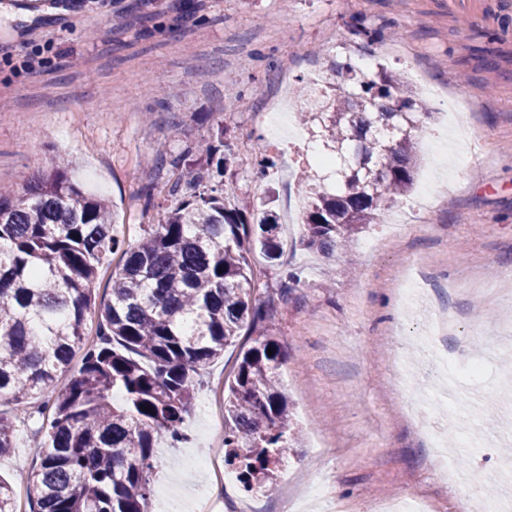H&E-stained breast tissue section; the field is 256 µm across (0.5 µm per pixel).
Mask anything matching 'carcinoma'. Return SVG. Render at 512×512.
<instances>
[{
    "label": "carcinoma",
    "mask_w": 512,
    "mask_h": 512,
    "mask_svg": "<svg viewBox=\"0 0 512 512\" xmlns=\"http://www.w3.org/2000/svg\"><path fill=\"white\" fill-rule=\"evenodd\" d=\"M331 70L336 81L320 93L298 90L327 163L298 179L307 194L301 244L327 259L346 254L411 188L433 115L393 69L366 73L346 62ZM204 153L209 164L230 162L224 132ZM203 179L179 173L175 186L187 196L162 223L143 225L135 244L117 232L105 201L71 181L63 159L30 176L21 196L0 190V405L24 413L38 399L51 412L27 478L30 512H149L157 445L187 441L195 375L276 311L249 256L257 249L279 262L281 224L246 202L226 203L224 187L204 190ZM116 255L111 293L100 299L92 284ZM286 358L279 340L261 333L224 398L225 462L249 489L274 484L301 441L279 380ZM14 437L0 411V457ZM0 512H17L2 479Z\"/></svg>",
    "instance_id": "cac0c4a2"
}]
</instances>
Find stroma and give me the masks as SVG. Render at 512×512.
Here are the masks:
<instances>
[{
    "mask_svg": "<svg viewBox=\"0 0 512 512\" xmlns=\"http://www.w3.org/2000/svg\"><path fill=\"white\" fill-rule=\"evenodd\" d=\"M364 20L380 39L344 41ZM277 38H270V29ZM334 40H325L327 30ZM0 184L21 190L60 155L83 189L104 198L132 241L180 198L177 162L223 132L236 158L222 178L225 197L262 205L277 194L279 218L293 212L309 135L295 92L332 62L388 65L419 87L434 116L420 141L413 191L328 262L283 237L282 260L306 286L279 294L261 254L250 258L277 296L268 327L287 352L280 379L304 445L284 461L272 487L222 482L223 449L206 410L224 398L241 337L208 364L185 422L188 441L160 447L149 512H193L198 490L216 512H379L388 503H429L462 512L479 486L490 501L512 490V0H54L41 17L0 11ZM295 58L292 92L274 119L261 120L278 86L268 60ZM164 146L169 167L145 159ZM274 165L254 180L259 147ZM428 264V295L452 308V332L431 348L425 314L405 312L409 265ZM483 365L456 405L462 425L438 408L445 363ZM431 413L451 442L459 481L441 477L439 449L416 430L410 403ZM49 414L15 417V448L0 478L29 512L27 474L39 461L34 432Z\"/></svg>",
    "mask_w": 512,
    "mask_h": 512,
    "instance_id": "stroma-1",
    "label": "stroma"
}]
</instances>
